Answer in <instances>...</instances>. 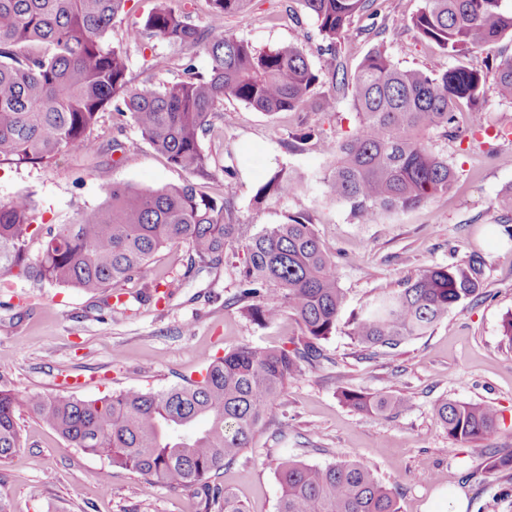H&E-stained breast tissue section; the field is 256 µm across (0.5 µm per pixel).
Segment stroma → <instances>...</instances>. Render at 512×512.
I'll list each match as a JSON object with an SVG mask.
<instances>
[{
	"label": "stroma",
	"mask_w": 512,
	"mask_h": 512,
	"mask_svg": "<svg viewBox=\"0 0 512 512\" xmlns=\"http://www.w3.org/2000/svg\"><path fill=\"white\" fill-rule=\"evenodd\" d=\"M297 0H248L243 13L224 26L260 50L293 42L314 69L327 72L329 55L319 51L310 16L293 22ZM364 33L350 49L356 68L372 48L384 46L402 68L455 66L433 43L413 32L388 27L379 34L368 18L355 20ZM132 82L179 78L185 63L200 72L210 65L200 49L155 42L152 51L128 50ZM112 111L100 113L92 136L94 154L65 152L44 165L0 161V200L30 196L39 223H73L78 210L97 206L115 183L143 188L195 184L217 196L224 167L236 172L234 219L239 224H278L294 211L292 199L256 192L276 171L304 178L302 199L315 231L339 264L347 302L335 335L322 341L323 359L303 366L268 407L250 448L225 468L219 481L249 512H277L283 459L326 466L358 462L397 491L399 512H448V490L468 502L466 512H512V470L491 472L492 450L512 452V345L501 334L512 314V239L503 231L497 198L512 189V136L473 151L469 138L436 141L457 172L453 191L410 210L384 214L371 224L354 220L347 205L330 198L324 177L333 163L317 145L293 149L289 136L311 127L336 137L353 131L350 101L327 112H284L270 116L227 99L201 140L214 164L200 178L173 167L133 125L117 130ZM120 138L124 153L111 151ZM486 260L484 288L453 308L446 320L397 349L364 350L348 334V323L373 296L396 290L423 271L467 260ZM188 247L167 244L144 280L126 285L125 308L96 309L90 295L74 288L37 286L0 277V366L19 393H54L70 387L82 399L126 389L163 390L198 378L206 359L238 345L282 347L299 337L291 313L261 326L236 307L225 306L235 291L237 253L220 269L185 277ZM172 293L168 304L146 296L155 284ZM378 396L403 395L407 409L385 415L357 412L339 398L341 388ZM481 403L499 414L497 432L463 444L437 425L436 399ZM22 448L0 464V495L13 512H198L192 491L146 482L139 474L111 469L106 458L71 447L27 410H19Z\"/></svg>",
	"instance_id": "1"
}]
</instances>
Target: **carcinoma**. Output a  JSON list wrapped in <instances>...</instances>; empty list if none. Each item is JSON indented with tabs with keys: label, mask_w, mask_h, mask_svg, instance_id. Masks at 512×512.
Returning a JSON list of instances; mask_svg holds the SVG:
<instances>
[{
	"label": "carcinoma",
	"mask_w": 512,
	"mask_h": 512,
	"mask_svg": "<svg viewBox=\"0 0 512 512\" xmlns=\"http://www.w3.org/2000/svg\"><path fill=\"white\" fill-rule=\"evenodd\" d=\"M130 0H0V161L48 163L65 151L91 154L90 132L110 106L129 119L168 162L200 177L211 157L201 138L234 98L273 115L311 110L334 112L351 94L355 131L328 138L309 129L293 135L320 142L334 158L325 178L330 197L371 223L383 213L418 207L448 193L456 171L436 149L448 137L460 105L479 111L487 72L493 93L512 103V61L483 69H403L386 50H370L348 74L343 59L353 39L355 16L378 13V0H298L316 22L322 53L335 67L322 74L303 49L283 43L258 50L224 31V17L247 0H208L211 21L200 27L157 0L156 7L125 30V41L147 49L145 39L200 48L207 72L190 63L174 82L134 84L127 50L107 43ZM404 25L457 59L512 35V0H424ZM327 86L323 92L317 86ZM234 172L224 168L217 197L191 184L142 189L114 184L96 207L74 224L33 226L27 195L0 201V276L98 295L131 283L171 241L189 249L186 274L224 263L239 245L247 258L237 273L234 306L265 324L288 309L301 325L293 348L233 347L207 361L199 381L162 391L123 390L85 400L72 394H17L0 367V463L21 448L16 421L26 407L83 453L104 455L113 468L145 480L191 490L198 512H248L216 482L224 468L250 447L265 409L305 364L323 359L321 342L336 333L345 292L337 264L319 240L304 205L279 224L255 227L232 218ZM301 196V178L278 171L256 193ZM486 261L472 253L461 263L430 268L391 294L377 296L349 323V335L365 348L394 350L426 333L483 288ZM341 400L362 412L404 409L403 396H371L344 388ZM433 415L461 443L484 440L498 428L494 409L440 398ZM278 512H399L392 489L365 467L338 461L321 467L286 459L280 464Z\"/></svg>",
	"instance_id": "obj_1"
}]
</instances>
